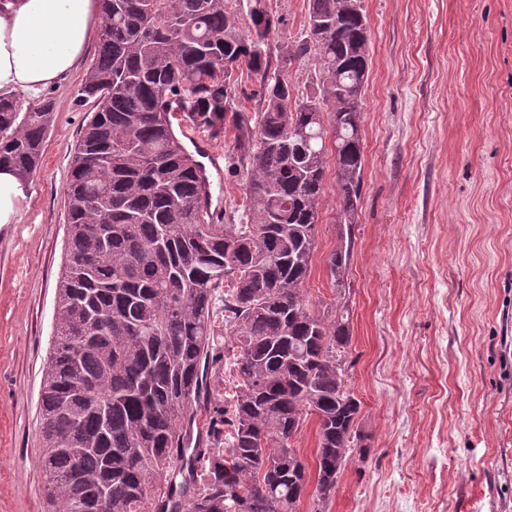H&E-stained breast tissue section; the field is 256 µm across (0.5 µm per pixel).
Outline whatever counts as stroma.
Masks as SVG:
<instances>
[{
    "instance_id": "35a3bbf8",
    "label": "stroma",
    "mask_w": 512,
    "mask_h": 512,
    "mask_svg": "<svg viewBox=\"0 0 512 512\" xmlns=\"http://www.w3.org/2000/svg\"><path fill=\"white\" fill-rule=\"evenodd\" d=\"M370 72L350 266V385L366 457L328 512H512V0H364ZM94 60L55 120L20 221L0 224V512H47L40 391L66 245L65 181ZM325 177L304 293L333 299Z\"/></svg>"
}]
</instances>
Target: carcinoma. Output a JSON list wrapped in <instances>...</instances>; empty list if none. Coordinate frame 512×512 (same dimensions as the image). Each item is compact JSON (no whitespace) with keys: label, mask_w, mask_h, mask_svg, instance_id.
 Returning <instances> with one entry per match:
<instances>
[{"label":"carcinoma","mask_w":512,"mask_h":512,"mask_svg":"<svg viewBox=\"0 0 512 512\" xmlns=\"http://www.w3.org/2000/svg\"><path fill=\"white\" fill-rule=\"evenodd\" d=\"M112 0L78 90L93 103L65 185L68 246L41 393L42 471L53 512H327L355 450L361 402L348 383V274L361 195L362 93L370 70L363 0H307L304 28L249 0ZM317 65L299 90L286 71ZM259 105L249 116L240 95ZM190 103L244 202L213 224L194 155L166 126ZM55 100L22 108L0 95V167L28 182ZM333 133L327 141V133ZM338 242L327 259L336 298L310 309L329 151ZM224 309V326L217 310ZM224 367L238 377L213 447L192 444L197 408ZM89 391L79 397L74 386ZM315 416L316 474L289 443ZM231 427L223 438V426Z\"/></svg>","instance_id":"cac0c4a2"}]
</instances>
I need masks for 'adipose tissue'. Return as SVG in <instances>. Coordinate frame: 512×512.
<instances>
[{
	"label": "adipose tissue",
	"instance_id": "adipose-tissue-1",
	"mask_svg": "<svg viewBox=\"0 0 512 512\" xmlns=\"http://www.w3.org/2000/svg\"><path fill=\"white\" fill-rule=\"evenodd\" d=\"M101 0H0V94H37L76 68Z\"/></svg>",
	"mask_w": 512,
	"mask_h": 512
}]
</instances>
